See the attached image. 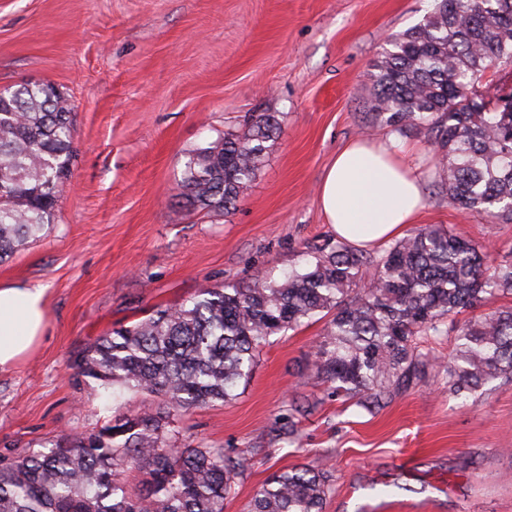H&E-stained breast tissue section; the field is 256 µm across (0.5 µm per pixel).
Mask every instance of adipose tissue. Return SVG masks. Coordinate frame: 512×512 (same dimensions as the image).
<instances>
[{"mask_svg": "<svg viewBox=\"0 0 512 512\" xmlns=\"http://www.w3.org/2000/svg\"><path fill=\"white\" fill-rule=\"evenodd\" d=\"M422 202L423 180L411 151L391 139L348 143L326 172L319 196L337 238L362 249L401 235ZM46 321L44 289L0 284V369L38 344Z\"/></svg>", "mask_w": 512, "mask_h": 512, "instance_id": "adipose-tissue-1", "label": "adipose tissue"}]
</instances>
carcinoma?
<instances>
[{
    "mask_svg": "<svg viewBox=\"0 0 512 512\" xmlns=\"http://www.w3.org/2000/svg\"><path fill=\"white\" fill-rule=\"evenodd\" d=\"M371 74L379 114L397 131L426 125L443 149L448 201L512 222V93L495 104L480 72L512 65V0H435L434 10L389 40ZM73 107L49 82L0 91V263L52 223L76 160ZM278 130L252 115L188 154L174 197L192 210L227 213L258 176ZM371 286L359 287L363 267ZM512 295V258L488 271L485 248L429 225L369 261L338 241L303 255L278 280L207 286L190 300L90 342L71 367L109 390L161 398L162 407L117 413L97 432L49 447L0 454V512H224L247 459L222 448H179L174 412L235 397L261 348L276 335L331 316L314 370L330 394L374 414L410 390L431 361L429 342L455 316ZM448 395L467 400L496 379L512 380V306L456 327L444 362ZM294 403L280 433L296 438ZM147 475L131 493L126 473ZM327 470L274 474L249 512H322Z\"/></svg>",
    "mask_w": 512,
    "mask_h": 512,
    "instance_id": "carcinoma-1",
    "label": "carcinoma"
}]
</instances>
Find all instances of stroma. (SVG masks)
Here are the masks:
<instances>
[{
  "label": "stroma",
  "mask_w": 512,
  "mask_h": 512,
  "mask_svg": "<svg viewBox=\"0 0 512 512\" xmlns=\"http://www.w3.org/2000/svg\"><path fill=\"white\" fill-rule=\"evenodd\" d=\"M434 0H0V89L56 85L74 107L78 154L53 224L0 264V283L43 286L44 336L0 370V453L89 434L158 398L111 399L69 361L88 342L131 326L206 285L273 277L334 238L318 202L337 153L353 138L414 147L425 174L417 226L440 225L512 252V223L448 202L427 126L375 121L371 74L392 36ZM274 113L280 134L235 210L174 200L186 154ZM325 320L271 337L234 399L176 414L178 446L244 455L224 501L247 512L275 472L326 465L324 512H512V381L467 406L441 369L452 336L432 345L417 386L371 415L329 396L312 370ZM315 403L288 444L291 402ZM390 487L389 497L377 491Z\"/></svg>",
  "instance_id": "35a3bbf8"
}]
</instances>
